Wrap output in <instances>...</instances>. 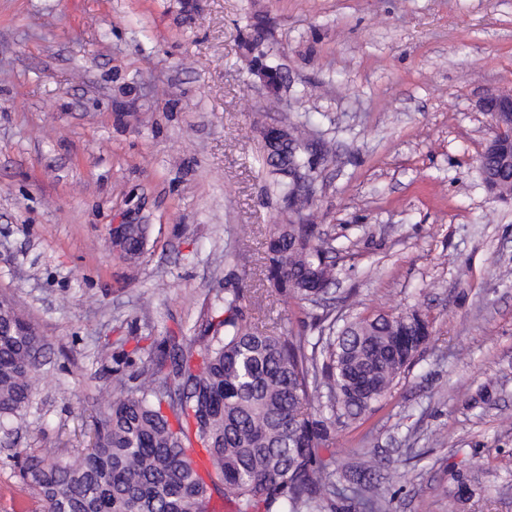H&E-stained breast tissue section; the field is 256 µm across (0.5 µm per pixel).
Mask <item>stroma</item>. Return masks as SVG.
Here are the masks:
<instances>
[{
    "label": "stroma",
    "instance_id": "obj_1",
    "mask_svg": "<svg viewBox=\"0 0 512 512\" xmlns=\"http://www.w3.org/2000/svg\"><path fill=\"white\" fill-rule=\"evenodd\" d=\"M497 91L512 0H0V294L52 359L32 428L0 443V512H40L8 459L87 444L120 340L192 334L228 286L266 327L310 326L263 282L288 207L259 135L282 111L331 148L306 217L335 239L337 305L432 324L337 427L339 475L377 466L395 512H448L462 477L458 512H512V202L478 168ZM115 224L148 225L140 265L113 255Z\"/></svg>",
    "mask_w": 512,
    "mask_h": 512
}]
</instances>
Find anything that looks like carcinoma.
I'll use <instances>...</instances> for the list:
<instances>
[{"mask_svg":"<svg viewBox=\"0 0 512 512\" xmlns=\"http://www.w3.org/2000/svg\"><path fill=\"white\" fill-rule=\"evenodd\" d=\"M260 131L262 164L296 220L273 224L266 242L271 291L321 309L314 336L259 329L239 288L224 289V311L201 310L193 335L169 332L149 346L105 352L104 410L89 444L68 459L20 448L10 464L41 512H337L336 462L324 452L336 426L380 402L430 339L417 317L360 320L327 305L334 282L333 240L304 223L319 161L290 146L310 141L304 123ZM149 225L126 224L112 251L129 264L145 255ZM48 345L0 296V432L30 426ZM196 446L210 468L188 454ZM360 512H392L377 477L349 479Z\"/></svg>","mask_w":512,"mask_h":512,"instance_id":"cac0c4a2","label":"carcinoma"}]
</instances>
